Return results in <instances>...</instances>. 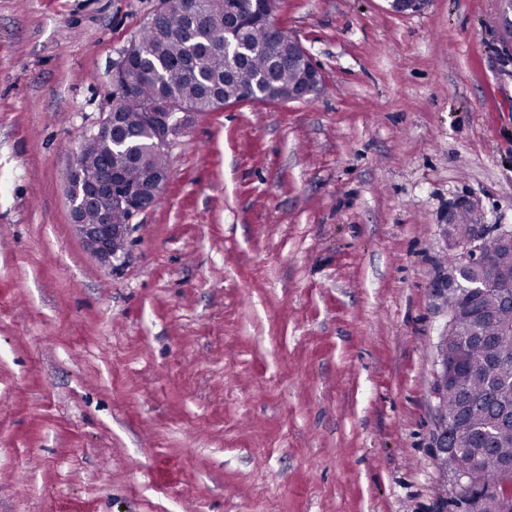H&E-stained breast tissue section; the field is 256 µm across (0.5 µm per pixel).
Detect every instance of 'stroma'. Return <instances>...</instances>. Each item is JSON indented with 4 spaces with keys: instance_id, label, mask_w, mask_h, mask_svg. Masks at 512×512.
Masks as SVG:
<instances>
[{
    "instance_id": "35a3bbf8",
    "label": "stroma",
    "mask_w": 512,
    "mask_h": 512,
    "mask_svg": "<svg viewBox=\"0 0 512 512\" xmlns=\"http://www.w3.org/2000/svg\"><path fill=\"white\" fill-rule=\"evenodd\" d=\"M161 0H0V512H437L448 205L512 227L497 0H277L309 102L194 115L104 268L66 177Z\"/></svg>"
}]
</instances>
